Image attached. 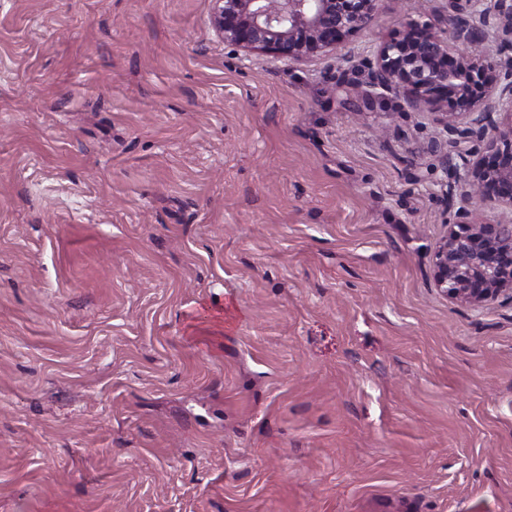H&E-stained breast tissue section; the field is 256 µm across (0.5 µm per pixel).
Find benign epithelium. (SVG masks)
I'll use <instances>...</instances> for the list:
<instances>
[{
	"label": "benign epithelium",
	"instance_id": "7a95c632",
	"mask_svg": "<svg viewBox=\"0 0 512 512\" xmlns=\"http://www.w3.org/2000/svg\"><path fill=\"white\" fill-rule=\"evenodd\" d=\"M208 30L245 57L266 56L290 67L320 57L334 59L345 77L368 72L354 86L358 101L395 94L417 112L440 114L430 150L449 167L444 183L448 230L432 256L435 287L448 299L480 308L512 305V223L488 218L487 204L512 210V0H446L436 27L423 11L406 15L401 28L373 56L341 52L347 39L371 26L379 0H211ZM489 43L491 58L475 54Z\"/></svg>",
	"mask_w": 512,
	"mask_h": 512
}]
</instances>
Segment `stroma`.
I'll return each instance as SVG.
<instances>
[{
  "instance_id": "35a3bbf8",
  "label": "stroma",
  "mask_w": 512,
  "mask_h": 512,
  "mask_svg": "<svg viewBox=\"0 0 512 512\" xmlns=\"http://www.w3.org/2000/svg\"><path fill=\"white\" fill-rule=\"evenodd\" d=\"M210 9L0 0V512H512V307L434 286L436 114Z\"/></svg>"
}]
</instances>
